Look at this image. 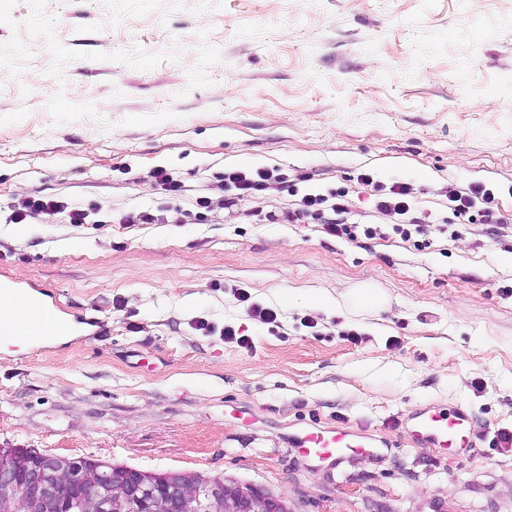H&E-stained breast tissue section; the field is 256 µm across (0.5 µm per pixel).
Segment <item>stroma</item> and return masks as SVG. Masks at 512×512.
I'll return each instance as SVG.
<instances>
[{"label": "stroma", "mask_w": 512, "mask_h": 512, "mask_svg": "<svg viewBox=\"0 0 512 512\" xmlns=\"http://www.w3.org/2000/svg\"><path fill=\"white\" fill-rule=\"evenodd\" d=\"M263 167L352 187L376 235L267 223L285 189L225 206L224 172ZM365 172L409 185L429 248ZM475 183L512 213V0H0V266L81 320L0 351V446L223 476L290 512H512V224L453 218L448 186ZM30 196L94 212L19 234ZM361 288L385 305L343 304ZM426 404L468 407L473 455L403 440ZM311 425L373 447L318 461L292 446ZM357 181L365 187H370L371 192H374L371 194L374 196V209L391 219L394 232L409 239L412 233L409 228L404 226H416L415 232L424 235V228H421L419 224H404V219L411 210L410 189L406 183L396 182L387 187L374 181L369 173L359 174Z\"/></svg>", "instance_id": "1"}]
</instances>
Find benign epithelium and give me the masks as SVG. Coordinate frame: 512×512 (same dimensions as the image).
Here are the masks:
<instances>
[{"instance_id": "obj_1", "label": "benign epithelium", "mask_w": 512, "mask_h": 512, "mask_svg": "<svg viewBox=\"0 0 512 512\" xmlns=\"http://www.w3.org/2000/svg\"><path fill=\"white\" fill-rule=\"evenodd\" d=\"M75 496L82 512L135 504L144 512H288L262 487L219 477L196 483L185 471L151 472L87 458L39 452L0 455V512H50Z\"/></svg>"}]
</instances>
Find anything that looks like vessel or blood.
I'll return each mask as SVG.
<instances>
[{"instance_id":"vessel-or-blood-1","label":"vessel or blood","mask_w":512,"mask_h":512,"mask_svg":"<svg viewBox=\"0 0 512 512\" xmlns=\"http://www.w3.org/2000/svg\"><path fill=\"white\" fill-rule=\"evenodd\" d=\"M29 305L36 310V320L26 333L51 344L58 337L73 333L70 319L60 315L56 305L46 304L40 297H29ZM472 414L463 406L451 408L428 406L411 412L410 426L405 432L409 441H425L449 451L454 457L467 458L476 448L471 425ZM294 447L314 458L337 462L362 451L368 443L358 431L343 427H312L300 432Z\"/></svg>"}]
</instances>
